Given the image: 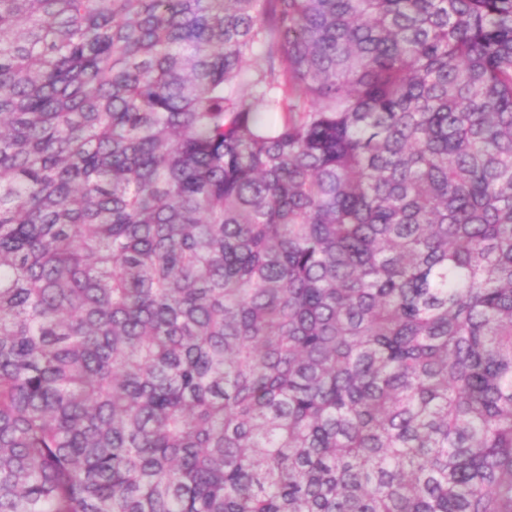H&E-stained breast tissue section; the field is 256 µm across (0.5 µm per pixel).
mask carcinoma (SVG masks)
<instances>
[{
  "mask_svg": "<svg viewBox=\"0 0 512 512\" xmlns=\"http://www.w3.org/2000/svg\"><path fill=\"white\" fill-rule=\"evenodd\" d=\"M0 512H512V0H0Z\"/></svg>",
  "mask_w": 512,
  "mask_h": 512,
  "instance_id": "1",
  "label": "carcinoma"
}]
</instances>
